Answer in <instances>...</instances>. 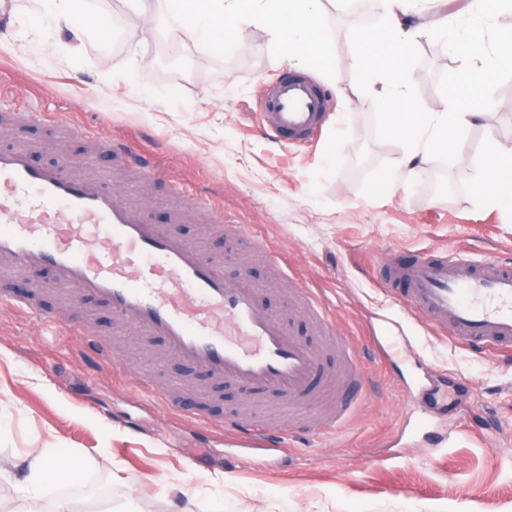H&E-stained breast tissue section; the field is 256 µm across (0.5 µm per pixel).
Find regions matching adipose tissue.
Here are the masks:
<instances>
[{"label":"adipose tissue","instance_id":"obj_1","mask_svg":"<svg viewBox=\"0 0 512 512\" xmlns=\"http://www.w3.org/2000/svg\"><path fill=\"white\" fill-rule=\"evenodd\" d=\"M327 1L339 10L350 9L353 4V0H172V6L202 50L229 45L231 34L224 28L226 21L254 20L267 24L273 45H287L289 56L303 58L326 54L317 18ZM413 10L412 0H373L379 26L353 38L356 55L371 61L362 74L361 87L375 95L384 125L406 144L403 161L383 177L386 187L410 183L416 172L415 161L447 150L450 131L488 122L492 114L489 101L483 99L460 110L448 106L436 112L401 111L406 81L400 63L418 35L417 30L406 26V17ZM37 22L49 29L71 27L78 40L92 36L101 41L112 32L106 19L90 10L86 0H41ZM453 49L461 58L482 61V69L470 74L471 82H480L502 71L512 72V37L502 36L489 42L483 20H474L459 30ZM381 53L393 57L392 67L375 65L374 60ZM471 183L480 200L512 208V149L490 144L484 163L471 175ZM23 464L25 475L19 493L28 506L42 498L49 484L74 483L89 466L81 454H72L61 462L44 450L28 454Z\"/></svg>","mask_w":512,"mask_h":512}]
</instances>
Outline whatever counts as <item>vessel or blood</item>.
Instances as JSON below:
<instances>
[{"instance_id": "b4317fda", "label": "vessel or blood", "mask_w": 512, "mask_h": 512, "mask_svg": "<svg viewBox=\"0 0 512 512\" xmlns=\"http://www.w3.org/2000/svg\"><path fill=\"white\" fill-rule=\"evenodd\" d=\"M330 109L326 90L294 72L272 83L261 102L268 132L287 144L316 139ZM94 145L110 160L106 175L69 174L62 161L34 163L21 143L0 147V274L32 282L39 272L51 271L69 299L108 307L122 324L161 339L171 356L213 381L281 395L291 404L331 390L333 406L321 426L346 425L362 397L359 375L351 370L335 377L322 350L289 332L248 272L228 279L219 260L169 225L149 222L142 208L114 186L128 170L146 180L161 178L156 159L122 139L98 138ZM169 200L178 212L191 210L214 222L224 217L209 197L177 184ZM378 273L391 295L431 329L488 354L512 346V267L462 253L421 251L409 262L379 266ZM297 294L328 341L337 342L321 296L310 288ZM0 303L27 316L41 313L32 293L2 288ZM55 323L101 361H114L109 339L88 324L62 317ZM337 344L345 359L355 362L353 346ZM139 386L183 423L212 424L239 447L277 452L283 447L280 436L258 419L212 423L201 409L156 390L151 378H141Z\"/></svg>"}]
</instances>
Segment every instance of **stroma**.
<instances>
[{
	"mask_svg": "<svg viewBox=\"0 0 512 512\" xmlns=\"http://www.w3.org/2000/svg\"><path fill=\"white\" fill-rule=\"evenodd\" d=\"M34 0H0V110L35 112L100 137H129L158 158L167 180L211 196L224 221L175 223L187 240L224 257V273L245 270L272 307L306 343L315 319L259 256L280 252L289 275L320 290L331 320L358 351L366 394L352 421L318 429L322 405L308 400L287 413L277 396L259 398L211 382L166 355L160 339L118 328L110 312L81 315L114 335L119 368L84 352L75 337L0 305V512H14L21 459L32 449L93 461L83 479L53 486L43 500L69 499L73 512H512V359H494L427 328L395 306L378 277L427 248L474 260L512 263V209L477 202L468 175L490 143L512 148V72L493 76L483 95L489 125L455 133L446 154L421 163L405 187L383 189L403 157L360 89L368 63L354 60L352 37L372 29L374 14L325 7L320 31L328 58L295 65L272 47L265 25L240 22L230 47L203 51L180 16L156 29L119 0H90L109 15L112 45L88 40L73 50L67 27L35 42ZM420 39L407 56L408 110L444 108L463 94L460 61ZM299 71L334 97L321 135L305 147L272 142L260 128V100L283 72ZM34 160L51 162L65 145L87 172L88 144L38 125ZM132 200L155 223L171 222L165 182L132 181ZM248 225L254 240L231 234ZM398 323L406 355L379 351L385 320ZM148 371L155 386L202 404L214 419L261 410L280 430L283 453L232 468L221 438L180 423L146 401L124 371Z\"/></svg>",
	"mask_w": 512,
	"mask_h": 512,
	"instance_id": "stroma-1",
	"label": "stroma"
}]
</instances>
